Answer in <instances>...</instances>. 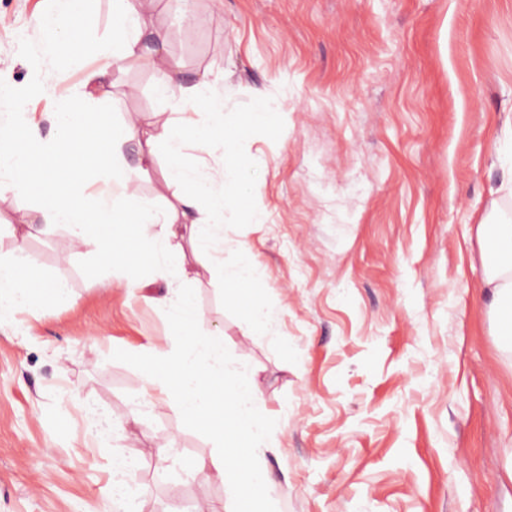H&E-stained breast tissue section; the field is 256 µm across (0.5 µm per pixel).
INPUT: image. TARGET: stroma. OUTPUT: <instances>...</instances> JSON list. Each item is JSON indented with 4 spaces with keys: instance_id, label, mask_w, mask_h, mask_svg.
I'll list each match as a JSON object with an SVG mask.
<instances>
[{
    "instance_id": "35a3bbf8",
    "label": "stroma",
    "mask_w": 512,
    "mask_h": 512,
    "mask_svg": "<svg viewBox=\"0 0 512 512\" xmlns=\"http://www.w3.org/2000/svg\"><path fill=\"white\" fill-rule=\"evenodd\" d=\"M51 0H0V83L52 142L58 97L98 63L50 67L37 18ZM181 78L281 97L238 147L259 168L263 224H231L279 310L251 333L227 287L201 278L198 331L254 368L279 443L259 461L279 512H512V361L486 312L476 228L512 161V0H140ZM88 40L112 35L111 0H71ZM159 72L110 70L93 90L115 122L151 121ZM36 281L66 302L0 330V512H103L112 456L137 457L140 512H227L207 432L175 405L136 415L144 349L168 322L140 288L104 287L52 230L27 242ZM116 430L90 433L86 406Z\"/></svg>"
}]
</instances>
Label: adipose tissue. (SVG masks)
I'll list each match as a JSON object with an SVG mask.
<instances>
[{"instance_id":"1","label":"adipose tissue","mask_w":512,"mask_h":512,"mask_svg":"<svg viewBox=\"0 0 512 512\" xmlns=\"http://www.w3.org/2000/svg\"><path fill=\"white\" fill-rule=\"evenodd\" d=\"M37 23L53 34L39 46L48 61L92 54L119 69L145 63L160 71L164 79L157 92L167 108L155 113L148 129L132 121L116 126L94 104L92 91L82 90L59 98L50 115L66 140L44 143L17 137V129L30 119L12 92L0 86V195L28 199L23 225L63 230L73 252L92 254L104 281H111L118 263L127 283L140 284L141 269L134 260L148 257L165 290L147 301L169 321L171 341L166 349L146 350L145 395L135 400V407L166 401L207 429L214 455L188 460L187 466L217 471L229 491V512H277L267 492L268 473L255 458L257 449L276 448L277 442L256 397L254 374L225 361L221 335L200 333L187 322L193 278L180 260L183 241H190L203 257L202 272L230 284L244 298L246 326L269 333L278 310L263 294L262 274L250 250L239 247L232 261L224 259L226 225L266 221L262 209L242 206L253 194L258 172L238 157V130L226 123L224 111L237 104L240 92L205 76L183 84L180 62L165 45L151 44L135 0H112L108 41L79 38L60 7L43 13ZM203 106L208 112L195 132L176 122V115ZM94 131L111 133L112 143L98 156L100 175L91 182L79 171L77 156ZM140 137L147 150L132 168L124 146ZM158 151L167 159L163 181L172 200L154 208L140 205L138 195ZM478 237L487 307L497 324L501 352L512 356V224H479ZM32 265L25 237H17L13 249L0 254V327H17L21 311L68 299L70 288L60 278L46 281L44 293H34L29 286Z\"/></svg>"}]
</instances>
